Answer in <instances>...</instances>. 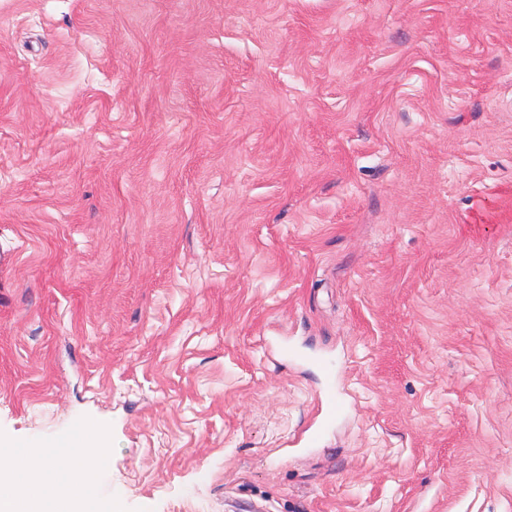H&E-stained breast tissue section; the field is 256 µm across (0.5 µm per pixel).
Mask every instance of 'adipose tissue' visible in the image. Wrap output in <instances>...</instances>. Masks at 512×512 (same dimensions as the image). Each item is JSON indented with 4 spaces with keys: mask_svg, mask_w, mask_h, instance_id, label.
I'll use <instances>...</instances> for the list:
<instances>
[{
    "mask_svg": "<svg viewBox=\"0 0 512 512\" xmlns=\"http://www.w3.org/2000/svg\"><path fill=\"white\" fill-rule=\"evenodd\" d=\"M102 452L60 444L40 451L0 447V512H94L87 491Z\"/></svg>",
    "mask_w": 512,
    "mask_h": 512,
    "instance_id": "adipose-tissue-1",
    "label": "adipose tissue"
}]
</instances>
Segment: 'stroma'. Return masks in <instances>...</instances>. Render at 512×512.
Segmentation results:
<instances>
[{"label": "stroma", "mask_w": 512, "mask_h": 512, "mask_svg": "<svg viewBox=\"0 0 512 512\" xmlns=\"http://www.w3.org/2000/svg\"><path fill=\"white\" fill-rule=\"evenodd\" d=\"M84 420L124 512H512V0H0V440ZM336 376L329 373L319 392L318 415L308 426L305 437L307 446L316 443L324 430L336 419Z\"/></svg>", "instance_id": "35a3bbf8"}]
</instances>
